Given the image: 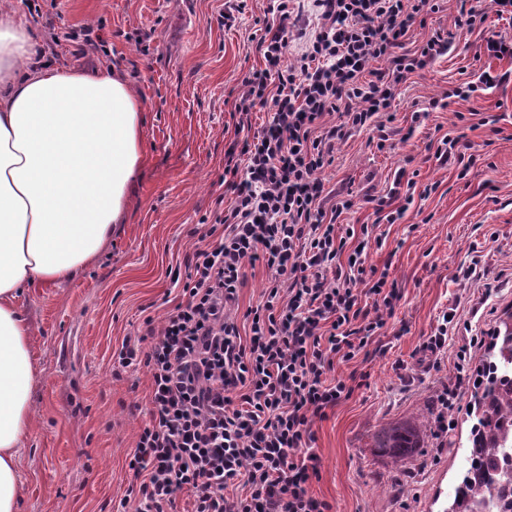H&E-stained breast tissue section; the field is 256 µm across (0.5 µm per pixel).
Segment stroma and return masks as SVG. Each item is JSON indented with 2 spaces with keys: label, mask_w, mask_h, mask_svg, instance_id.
Returning <instances> with one entry per match:
<instances>
[{
  "label": "stroma",
  "mask_w": 512,
  "mask_h": 512,
  "mask_svg": "<svg viewBox=\"0 0 512 512\" xmlns=\"http://www.w3.org/2000/svg\"><path fill=\"white\" fill-rule=\"evenodd\" d=\"M0 0L46 42L44 13L59 26H93L107 47L76 54L62 43L54 57L70 69L112 68L140 101L145 162L129 187V206L97 260L74 279L31 288L18 308L31 325L37 382L31 423L19 459V512H113L132 480L129 455L147 419L146 368L114 375L113 356L146 318L161 320L177 302L175 272L198 244L192 230L219 207L224 152L238 119L241 79L259 67L250 36L269 0H247L232 27L218 21L224 0ZM426 27H413L407 45L429 32L451 33L447 54L401 88L393 131L413 129L407 141L377 150L368 130L336 144L326 169L328 188L376 195L398 188L403 218L382 225L376 265L390 264L402 293L383 335L334 374L364 375L363 386L313 426L320 478L311 490L333 512H430L438 483L455 486L468 455L466 408L455 410L447 440L427 431L422 448L401 469L374 446L385 425L412 419L431 405L441 384L456 377L455 355L470 345L478 367L500 318L512 312V81L469 99L432 108L448 87L478 82L483 71L512 69V60L480 55L485 38L512 37L506 22L488 19L474 31L456 29L457 0H439ZM426 113L412 126L411 115ZM466 136L478 159L471 167L435 157L445 136ZM413 185H396L399 172ZM412 193L406 203L404 193ZM452 324H444L443 314ZM447 326L434 356L421 345Z\"/></svg>",
  "instance_id": "1"
}]
</instances>
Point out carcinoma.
I'll return each instance as SVG.
<instances>
[{"mask_svg":"<svg viewBox=\"0 0 512 512\" xmlns=\"http://www.w3.org/2000/svg\"><path fill=\"white\" fill-rule=\"evenodd\" d=\"M504 359L512 364V314L500 321L473 375L474 417L469 432L468 467L460 473L447 512H470L478 487L488 490L501 478L512 475L504 469L499 453L500 434L506 424H512V369L502 370ZM430 428L429 413L422 412L408 421L381 428L376 447L398 468L413 449L422 447L423 436Z\"/></svg>","mask_w":512,"mask_h":512,"instance_id":"cac0c4a2","label":"carcinoma"}]
</instances>
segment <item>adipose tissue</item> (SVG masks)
Segmentation results:
<instances>
[{
    "label": "adipose tissue",
    "mask_w": 512,
    "mask_h": 512,
    "mask_svg": "<svg viewBox=\"0 0 512 512\" xmlns=\"http://www.w3.org/2000/svg\"><path fill=\"white\" fill-rule=\"evenodd\" d=\"M35 37L0 13V512H18L21 440L36 371L24 289L96 260L143 163L142 107L117 74L36 60Z\"/></svg>",
    "instance_id": "obj_1"
}]
</instances>
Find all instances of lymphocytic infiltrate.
<instances>
[{"mask_svg": "<svg viewBox=\"0 0 512 512\" xmlns=\"http://www.w3.org/2000/svg\"><path fill=\"white\" fill-rule=\"evenodd\" d=\"M436 9L434 0H271L255 45L262 65L241 80L224 152L230 203L195 228L181 301L161 322L145 319L115 358L114 372L142 366L151 381L128 462L134 480L116 512H174L185 490L192 512H331L311 490L312 427L353 392L333 377L335 363L381 335L401 298L389 266L370 260V244L383 242L373 225L339 218L361 202L389 224L404 210L387 195L327 189L320 173L352 131L389 146L384 116L400 86L448 51L440 30L405 47L411 26ZM310 12L317 25L286 61ZM491 15L512 24V0H460L455 24L471 31ZM374 59L383 68H370ZM259 109L268 119L256 131ZM259 264L268 285L240 309L247 270ZM469 357L460 347L456 379L435 397L438 436L454 428L448 411L469 383Z\"/></svg>", "mask_w": 512, "mask_h": 512, "instance_id": "lymphocytic-infiltrate-1", "label": "lymphocytic infiltrate"}]
</instances>
